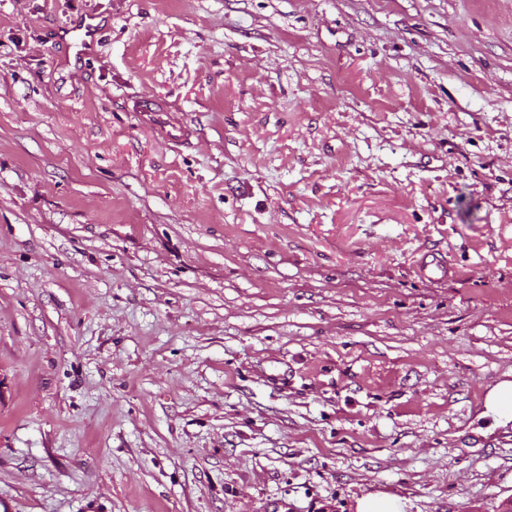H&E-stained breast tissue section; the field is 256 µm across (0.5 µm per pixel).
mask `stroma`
Wrapping results in <instances>:
<instances>
[{"mask_svg": "<svg viewBox=\"0 0 512 512\" xmlns=\"http://www.w3.org/2000/svg\"><path fill=\"white\" fill-rule=\"evenodd\" d=\"M511 374L512 0H0V512H497ZM133 112L155 126L160 137L166 141L188 148L191 144L192 132L183 122L173 119L169 110L155 99L144 96L133 102ZM484 408V413L494 415L498 424L506 426L512 422V379L499 381L488 390ZM356 512H400L396 501L381 494H368L356 500Z\"/></svg>", "mask_w": 512, "mask_h": 512, "instance_id": "stroma-1", "label": "stroma"}]
</instances>
